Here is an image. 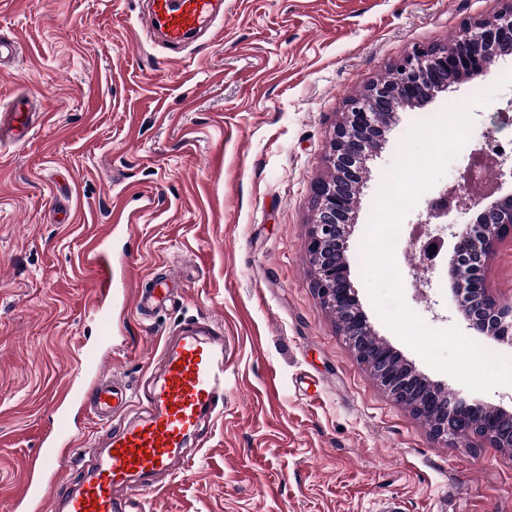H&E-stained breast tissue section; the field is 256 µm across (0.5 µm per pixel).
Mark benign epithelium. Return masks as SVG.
<instances>
[{"mask_svg": "<svg viewBox=\"0 0 512 512\" xmlns=\"http://www.w3.org/2000/svg\"><path fill=\"white\" fill-rule=\"evenodd\" d=\"M511 53L512 0H506L493 16L463 24L457 43L416 49L392 67V77L377 80L350 98L336 122L329 147L328 165L337 178L324 179L313 187V219L306 246L315 293L334 311L352 310L342 336L385 392L401 405L412 399L419 401L409 410L418 419H430V435L438 442L477 435L510 451L511 411L473 403L459 392L432 383L410 364L394 369L392 359L397 352L387 343L380 351H373L370 340L376 333L350 281L346 250L356 214L350 188L353 181H361L360 173L373 153L367 137L377 132L385 138L394 110L417 103L424 95V85L445 90L454 85L446 76L457 70L488 75ZM474 208L472 222L451 233L454 247L448 278L457 297V312L474 334L511 344L512 300L493 294L485 271L496 243L512 237V193L487 205L477 203ZM482 411L492 412L495 423L479 429L473 416Z\"/></svg>", "mask_w": 512, "mask_h": 512, "instance_id": "7a95c632", "label": "benign epithelium"}]
</instances>
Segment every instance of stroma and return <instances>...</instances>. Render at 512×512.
<instances>
[{"label": "stroma", "instance_id": "35a3bbf8", "mask_svg": "<svg viewBox=\"0 0 512 512\" xmlns=\"http://www.w3.org/2000/svg\"><path fill=\"white\" fill-rule=\"evenodd\" d=\"M500 0H222L214 28L169 48L146 39V0H0V39L20 45L0 67V109L36 98L45 118L0 145V512L44 435L54 394L99 343L86 317L95 272L89 234L115 212L112 272L153 288L149 318L113 315L106 371L136 392L158 374L165 339L202 318L236 354L224 414L191 440L190 461L143 512H512V454L474 436L434 441L354 357L312 288L306 255L312 189L348 97L417 46L447 43ZM512 74V55L414 108L398 110L367 162L348 240L350 280L377 336L432 382L430 368L381 321L361 274L374 198L416 123ZM471 138L405 218L395 258L409 307L432 328L462 326L448 279L451 245L433 263L419 247L470 221L475 202L512 192L488 162L471 182L477 140L512 138V85L471 111ZM448 213L431 217V202ZM493 293L512 299V239L488 263Z\"/></svg>", "mask_w": 512, "mask_h": 512}]
</instances>
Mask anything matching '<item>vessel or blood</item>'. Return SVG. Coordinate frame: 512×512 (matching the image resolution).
<instances>
[{
  "label": "vessel or blood",
  "instance_id": "vessel-or-blood-1",
  "mask_svg": "<svg viewBox=\"0 0 512 512\" xmlns=\"http://www.w3.org/2000/svg\"><path fill=\"white\" fill-rule=\"evenodd\" d=\"M217 18L214 0H148L142 17L145 34L161 32L171 47L182 46L193 32ZM14 124L13 143L25 140L29 117L28 102L21 99L10 108ZM111 235H95L87 252L93 255L102 275L98 297L92 304L100 336L112 335ZM235 352L216 323H192L181 328L174 346L164 347L163 367L144 408L134 422L114 427L111 452L100 459L84 479L80 490L60 485L57 476L64 461L79 463L83 456L70 428L67 410L75 403L104 424L112 422V411L125 403L127 390L101 371L100 347L87 346L79 353L81 374L95 380L93 391L84 386H68L54 404L58 420L41 450L23 490L26 502L38 512H128L127 494L157 490L158 476H171L187 461L183 449L202 421L222 414L226 371Z\"/></svg>",
  "mask_w": 512,
  "mask_h": 512
}]
</instances>
